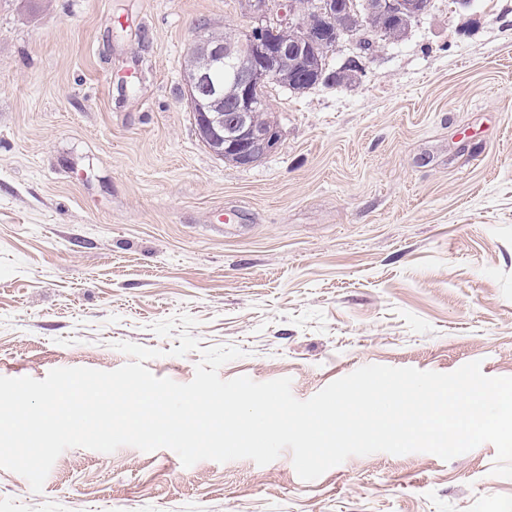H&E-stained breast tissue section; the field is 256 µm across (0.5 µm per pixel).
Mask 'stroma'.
I'll return each instance as SVG.
<instances>
[{
	"label": "stroma",
	"instance_id": "obj_1",
	"mask_svg": "<svg viewBox=\"0 0 512 512\" xmlns=\"http://www.w3.org/2000/svg\"><path fill=\"white\" fill-rule=\"evenodd\" d=\"M241 0H0V377L117 369L287 377L306 400L370 364L512 376V0H432L347 86H271L250 166L198 137L184 69ZM185 313L198 350L154 323ZM485 443L352 456L312 481L171 449L75 447L41 493L0 468V512H512Z\"/></svg>",
	"mask_w": 512,
	"mask_h": 512
}]
</instances>
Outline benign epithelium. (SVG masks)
<instances>
[{
    "instance_id": "obj_1",
    "label": "benign epithelium",
    "mask_w": 512,
    "mask_h": 512,
    "mask_svg": "<svg viewBox=\"0 0 512 512\" xmlns=\"http://www.w3.org/2000/svg\"><path fill=\"white\" fill-rule=\"evenodd\" d=\"M250 20L244 33L248 52L240 55L234 45L199 32L193 45L204 65L185 74V90L190 107L196 112L199 133L210 150L240 166H249L272 152L278 145L280 129L271 124L257 127L251 121L256 105L270 107L268 91L280 83V66L288 55L298 57L308 70L328 73L336 82L346 84L345 76L356 79L362 70L359 58L347 59L339 68L328 71L324 30L336 26V12L349 17L343 35L351 40L368 34L364 19L376 14L388 24L398 26L407 18H419L430 8V0H316L311 11L299 16L291 0H244ZM291 29L297 37L290 43L275 39L280 29ZM237 60L232 73L237 98L233 111L224 112V83L218 77L224 64Z\"/></svg>"
}]
</instances>
